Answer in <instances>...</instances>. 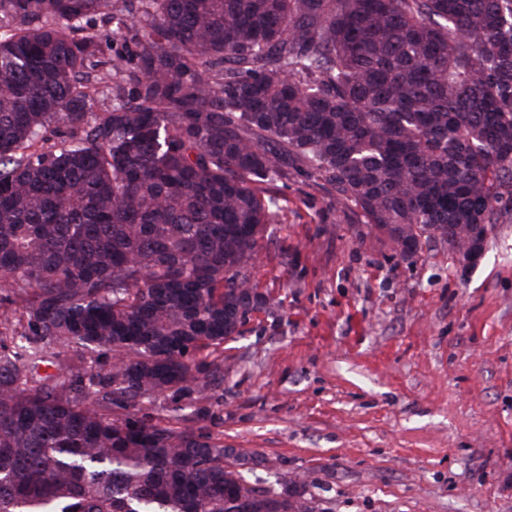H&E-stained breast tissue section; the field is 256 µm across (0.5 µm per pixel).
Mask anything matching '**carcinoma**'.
Returning <instances> with one entry per match:
<instances>
[{
    "instance_id": "1",
    "label": "carcinoma",
    "mask_w": 512,
    "mask_h": 512,
    "mask_svg": "<svg viewBox=\"0 0 512 512\" xmlns=\"http://www.w3.org/2000/svg\"><path fill=\"white\" fill-rule=\"evenodd\" d=\"M290 166L405 260L498 223L512 0H0V512H314L138 408L205 397L272 304L256 185ZM60 350L112 361L61 380Z\"/></svg>"
}]
</instances>
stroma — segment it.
<instances>
[{
  "label": "stroma",
  "instance_id": "stroma-1",
  "mask_svg": "<svg viewBox=\"0 0 512 512\" xmlns=\"http://www.w3.org/2000/svg\"><path fill=\"white\" fill-rule=\"evenodd\" d=\"M248 272L273 309L219 348L205 399L143 400L277 459L316 512H512V204L477 264L414 261L290 171Z\"/></svg>",
  "mask_w": 512,
  "mask_h": 512
}]
</instances>
